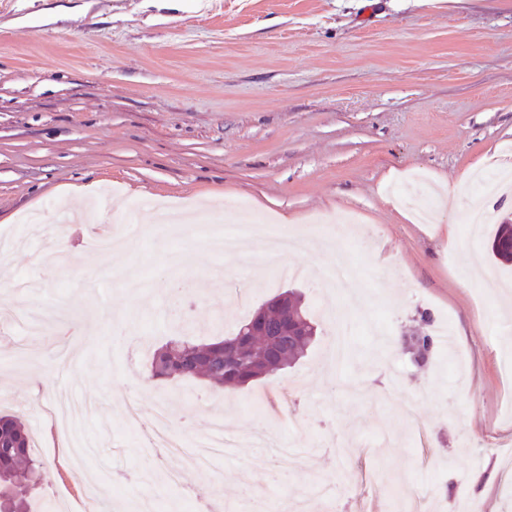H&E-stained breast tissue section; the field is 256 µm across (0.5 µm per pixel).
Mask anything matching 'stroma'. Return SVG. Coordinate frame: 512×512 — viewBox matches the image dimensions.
Masks as SVG:
<instances>
[{
  "label": "stroma",
  "mask_w": 512,
  "mask_h": 512,
  "mask_svg": "<svg viewBox=\"0 0 512 512\" xmlns=\"http://www.w3.org/2000/svg\"><path fill=\"white\" fill-rule=\"evenodd\" d=\"M512 168V0H0V241L38 215L63 234L69 277L20 289L37 267L15 249L0 304L20 316L67 308L66 327L0 326V409L17 416L51 469L41 497L71 512L87 471L115 512L150 496L189 512L126 406L163 402L178 435L203 438L220 415L243 439L190 471L218 484L224 512H400L419 500L457 512L476 477L478 512H512V266L468 229L486 206L512 219L495 169ZM163 203L172 236L147 231L123 255L95 231ZM358 215L320 252H290L310 273L268 281L258 259L226 268L197 219L251 215L308 227ZM459 245L450 247L447 232ZM344 251L346 287L318 263ZM503 283L484 296L477 283ZM297 289L319 325L292 367L233 392L150 378L155 351L177 336L231 333L266 300ZM450 326L415 364L403 337ZM74 361L54 363L68 334ZM413 396L416 420L398 402ZM93 399L82 423L97 445L72 461L40 403ZM303 418V435L292 423Z\"/></svg>",
  "instance_id": "obj_1"
}]
</instances>
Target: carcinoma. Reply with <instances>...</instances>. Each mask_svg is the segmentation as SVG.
I'll list each match as a JSON object with an SVG mask.
<instances>
[{
	"instance_id": "cac0c4a2",
	"label": "carcinoma",
	"mask_w": 512,
	"mask_h": 512,
	"mask_svg": "<svg viewBox=\"0 0 512 512\" xmlns=\"http://www.w3.org/2000/svg\"><path fill=\"white\" fill-rule=\"evenodd\" d=\"M512 224L497 226L491 255L512 263ZM296 311L292 334L262 336L254 332L258 312L239 322L232 336L197 343L172 339L153 356V379L204 380L219 390H234L262 378L274 377L296 363L317 336L318 325L301 295L284 291L261 305L266 317L278 323L283 309ZM47 467L31 450L26 427L12 415H0V512H26V495L47 482Z\"/></svg>"
}]
</instances>
